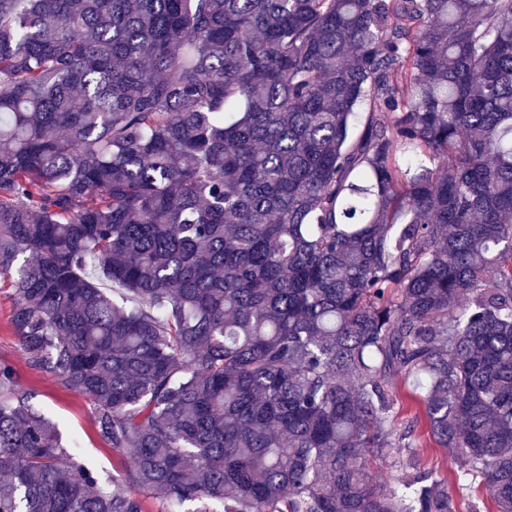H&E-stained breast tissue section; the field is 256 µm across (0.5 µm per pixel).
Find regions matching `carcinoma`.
Listing matches in <instances>:
<instances>
[{"instance_id":"1","label":"carcinoma","mask_w":512,"mask_h":512,"mask_svg":"<svg viewBox=\"0 0 512 512\" xmlns=\"http://www.w3.org/2000/svg\"><path fill=\"white\" fill-rule=\"evenodd\" d=\"M0 282V512H512V0H0ZM7 291L0 289V363L13 367L16 384L28 393L29 404L58 424L63 440L77 447L82 460L103 477L112 476L116 455L97 436L90 400L64 388L52 371L27 363L10 321L12 301ZM395 396L394 425L398 430H404L408 420L420 411L419 398L400 379L393 386ZM415 438L421 446L418 448V452L419 460L423 468L432 470L442 476L448 475L465 466L462 459L448 457V451L445 448H441L427 435L426 429L422 426V423L416 432ZM455 501L457 503L458 512H474L480 506V512L483 509V503L492 510V503L488 491L484 485H472L471 487L454 488Z\"/></svg>"}]
</instances>
